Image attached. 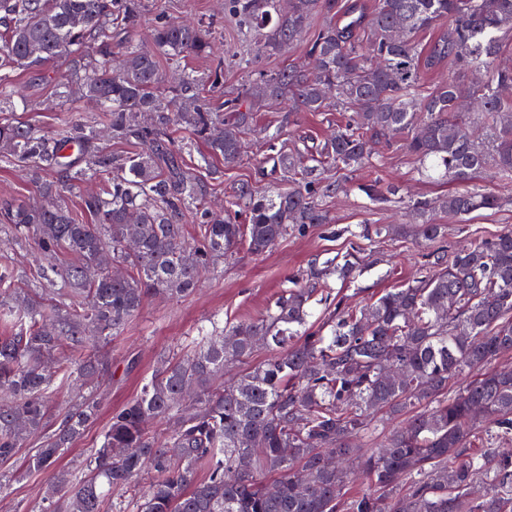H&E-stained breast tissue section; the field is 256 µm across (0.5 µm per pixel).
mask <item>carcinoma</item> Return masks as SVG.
<instances>
[{
	"instance_id": "1",
	"label": "carcinoma",
	"mask_w": 512,
	"mask_h": 512,
	"mask_svg": "<svg viewBox=\"0 0 512 512\" xmlns=\"http://www.w3.org/2000/svg\"><path fill=\"white\" fill-rule=\"evenodd\" d=\"M225 7L259 38L256 58L300 41L315 15L328 23L308 41L307 64L256 70L219 107L211 92L223 84V61L208 84L182 65L211 54L198 24L157 13L151 52L135 39L143 0H0V108L22 97L16 68L65 55L71 79L58 84L57 96L98 102L111 139L139 147L113 154L80 116L55 135L0 122V147L41 197L105 181L99 192L78 194L77 214L59 201L0 206V232L44 257L34 276L39 294L24 270L0 266V295L11 297L0 308V464L41 432L60 388L108 370L100 342L119 335L145 298L183 297L237 251L261 256L310 224L328 223L322 202L346 191L347 181L327 178L324 167L356 171L373 161L376 142L406 133L404 147L425 173L461 184L438 201L413 202L419 215L441 209L463 218L512 203L473 185L487 170L512 177V68L495 65L501 34L512 32V0H375L369 13L347 0L286 7L225 0ZM446 21L423 51L417 33ZM161 57L176 75L169 90ZM448 58L458 72L478 67L486 79L467 85L451 76L421 93L424 72ZM254 99L286 100L290 114L336 107L355 116L305 165L284 138L289 118L266 127L270 185L263 192L237 186L220 217L206 206L207 181L185 160L191 147L175 133L187 129L206 144L205 165L219 156L233 167L253 123L244 105ZM189 221L197 226L191 238ZM132 237L140 242L135 253L126 250ZM428 257L426 275L363 304L336 291L314 331L309 303L317 288L333 276L345 286L362 267L352 252L312 262L259 317L212 320L193 351L159 355L140 393L112 412L85 464L54 471L94 418L90 402L59 414L11 478L53 472V496L38 512H102L106 501L110 512H512V372L487 369L512 351V227ZM90 267L97 278L84 277ZM261 344L271 357L248 365ZM390 362L399 377L383 374ZM228 363L245 369L220 386ZM466 373L471 379L448 394V381ZM189 392L190 411L182 408ZM382 411L408 419L374 452L351 447L375 433ZM154 421L166 423L163 435L149 430ZM331 456L354 467H329ZM146 468L152 477L142 489ZM273 472L279 478L269 486ZM358 476L368 483L361 494L351 491Z\"/></svg>"
}]
</instances>
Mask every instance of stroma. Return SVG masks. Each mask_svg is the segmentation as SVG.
<instances>
[{
	"label": "stroma",
	"instance_id": "obj_1",
	"mask_svg": "<svg viewBox=\"0 0 512 512\" xmlns=\"http://www.w3.org/2000/svg\"><path fill=\"white\" fill-rule=\"evenodd\" d=\"M146 18L158 12L173 17H188L200 22L208 39L224 61L223 95L237 96L250 78L251 69L276 72L288 63L302 60L301 46L288 54L266 52L254 68L243 65L245 40L233 22L224 16V0H145ZM70 73L69 58L47 63L39 70L20 69L16 80L27 101L25 109L12 117L34 125L42 133L56 134L65 108L55 94L56 85ZM284 104L273 102L262 107L246 136V152L240 164L224 169L213 183L207 198L208 207L223 213L233 189L242 182L263 189L267 186L259 172L262 156V131L266 126L281 123ZM351 112H297L290 116L285 131L288 140H302L312 149L337 127L345 125ZM346 193L326 199L324 208L328 221L310 226L304 234H293L279 241L261 256L239 252L219 264L205 276L192 294L180 298L155 297L144 302L124 331L112 337L102 350L110 368L99 380L62 390L51 405L52 414H60L73 405L94 401L98 416L88 425L84 435L58 461L59 467L79 465L98 443L114 410L136 397L144 380L151 376L156 356L189 352L201 326L209 319L236 322L257 318L277 296L286 280L306 270L311 260L327 258L349 250L360 251L366 266L347 293L353 302L368 300L385 288H394L425 274L424 253L430 249L415 232L418 223L409 206L410 200L433 199L452 190V183L425 180L418 173V163L406 151L401 137H394L382 157L349 173ZM393 188L388 200L372 201L364 191L366 185ZM486 191L508 198V205L498 209H480L459 218L446 212L431 213L433 223L444 225V241L449 248L490 239L507 226L512 227V182L500 180L495 174L480 180ZM390 224L395 235L372 242L356 237L361 225ZM52 479L51 473L29 475L13 482L5 496L0 497V512H37L38 505Z\"/></svg>",
	"mask_w": 512,
	"mask_h": 512
}]
</instances>
